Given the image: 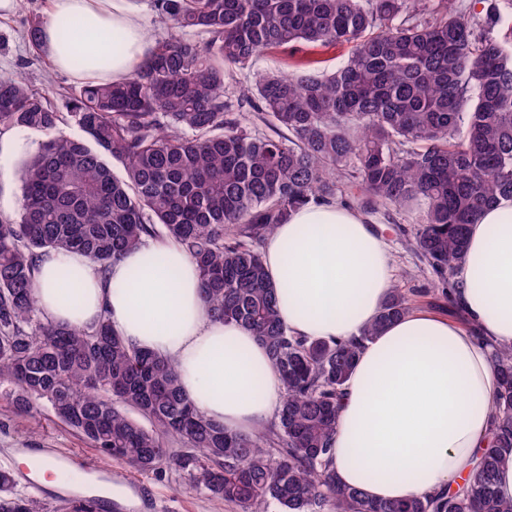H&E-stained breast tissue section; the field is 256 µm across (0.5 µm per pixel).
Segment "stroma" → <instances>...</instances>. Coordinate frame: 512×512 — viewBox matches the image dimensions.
I'll use <instances>...</instances> for the list:
<instances>
[{
	"label": "stroma",
	"instance_id": "1",
	"mask_svg": "<svg viewBox=\"0 0 512 512\" xmlns=\"http://www.w3.org/2000/svg\"><path fill=\"white\" fill-rule=\"evenodd\" d=\"M48 8V0H18L15 11L0 18V73L22 76L61 110L67 91L80 85L81 80L72 73L54 70L45 53L33 47L27 37L31 20L47 19ZM414 221V214L391 209L377 213L371 225L387 244L399 287L412 304L436 312L440 306L431 292V275L409 245ZM7 407L5 397L0 395V469L13 472L17 494L34 497L48 512H65L72 487L59 480L42 491H33L25 482L22 456L75 455L96 474L111 477L117 512H234L224 501L190 489L182 471L165 468L141 472L118 462L106 464L95 448L55 421L42 402H34L31 413L26 415L11 414Z\"/></svg>",
	"mask_w": 512,
	"mask_h": 512
}]
</instances>
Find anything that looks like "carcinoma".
Returning <instances> with one entry per match:
<instances>
[{
	"mask_svg": "<svg viewBox=\"0 0 512 512\" xmlns=\"http://www.w3.org/2000/svg\"><path fill=\"white\" fill-rule=\"evenodd\" d=\"M432 2L153 0L169 35L124 81L72 90L64 114L22 78L0 76V132L46 135L19 171L18 219L0 220V382L15 411L40 400L106 462L173 465L235 512H512L497 490L512 463V346H491L501 376L492 436L466 486L372 501L336 479L340 407L360 348L409 302L396 287L359 336L309 340L281 322L262 260L277 225L338 198L346 181L366 214L417 207L410 246L440 302L463 315L454 276L468 226L512 199V13L498 0ZM344 44V63L312 72L309 48ZM270 49L288 51L292 72L234 78ZM245 106L272 133L248 130ZM67 121L84 136L64 134ZM161 238L196 264L210 316L266 348L284 385L274 436L209 421L173 362L129 344L108 318L58 325L37 306L41 253L82 251L105 271ZM14 485L0 469V512H39ZM98 503L77 496L67 510Z\"/></svg>",
	"mask_w": 512,
	"mask_h": 512,
	"instance_id": "1",
	"label": "carcinoma"
}]
</instances>
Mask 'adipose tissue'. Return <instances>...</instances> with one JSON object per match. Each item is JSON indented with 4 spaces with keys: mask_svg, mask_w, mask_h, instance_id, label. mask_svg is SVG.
Segmentation results:
<instances>
[{
    "mask_svg": "<svg viewBox=\"0 0 512 512\" xmlns=\"http://www.w3.org/2000/svg\"><path fill=\"white\" fill-rule=\"evenodd\" d=\"M62 16L76 25L71 38L57 30ZM107 29L111 55L92 60L82 76L118 82L151 45L122 0H52L39 37L66 71L81 39ZM262 256L284 324L310 339L357 336L394 285L387 245L364 214L336 203L294 211L266 238ZM456 279L466 323L410 311L363 345L346 385L336 475L370 498L454 490L480 462L499 387L491 348L512 346V199L475 219ZM36 296L54 323L87 326L104 315L130 343L171 360L185 396L226 429L256 431L283 397L252 332L210 317L197 268L178 243L130 252L104 274L85 254L46 252Z\"/></svg>",
    "mask_w": 512,
    "mask_h": 512,
    "instance_id": "ef3b65f1",
    "label": "adipose tissue"
}]
</instances>
